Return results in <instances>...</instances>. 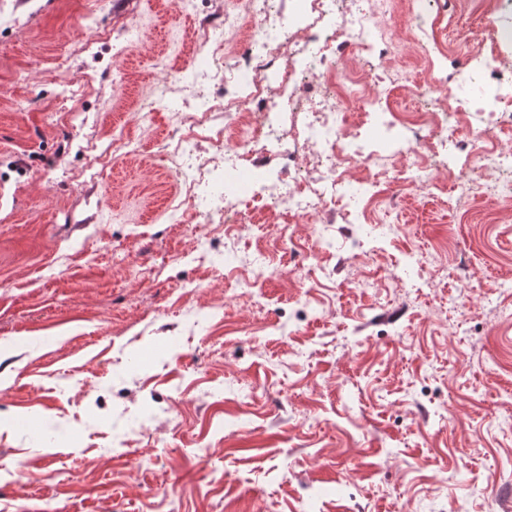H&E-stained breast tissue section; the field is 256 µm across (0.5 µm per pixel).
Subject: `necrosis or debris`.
<instances>
[{
    "label": "necrosis or debris",
    "instance_id": "4bbe7bcc",
    "mask_svg": "<svg viewBox=\"0 0 512 512\" xmlns=\"http://www.w3.org/2000/svg\"><path fill=\"white\" fill-rule=\"evenodd\" d=\"M512 0H488L485 36L449 57L420 12L407 39L422 48L428 77L413 96L424 112L394 111L382 89L396 83L394 40L379 0H235L194 29L207 59L192 79L167 71L142 97L144 118L164 112L173 131L158 149L177 182L169 210L179 223L217 224L234 242L245 215L263 205L274 224L349 223L347 181L370 174L361 216L372 222L378 188L415 194L451 183L462 197L512 196V65L499 53L512 32L499 16ZM362 63L361 74L346 70ZM239 69L235 85L224 80ZM358 121H350V111ZM467 134V157L457 154Z\"/></svg>",
    "mask_w": 512,
    "mask_h": 512
}]
</instances>
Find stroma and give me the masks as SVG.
<instances>
[{
	"label": "stroma",
	"mask_w": 512,
	"mask_h": 512,
	"mask_svg": "<svg viewBox=\"0 0 512 512\" xmlns=\"http://www.w3.org/2000/svg\"><path fill=\"white\" fill-rule=\"evenodd\" d=\"M202 9L0 0V512H502L512 200L406 203L394 237L382 211L331 225L314 271L289 275L264 215L240 254L219 234L195 263L158 161L90 167L87 141L111 143L159 63L199 65ZM405 14L383 23L413 78ZM98 24L112 37L75 52ZM422 250L442 253L430 282ZM362 275L376 287H351Z\"/></svg>",
	"instance_id": "1"
}]
</instances>
